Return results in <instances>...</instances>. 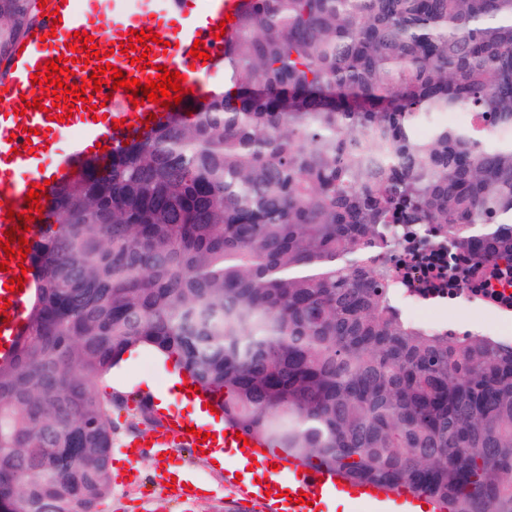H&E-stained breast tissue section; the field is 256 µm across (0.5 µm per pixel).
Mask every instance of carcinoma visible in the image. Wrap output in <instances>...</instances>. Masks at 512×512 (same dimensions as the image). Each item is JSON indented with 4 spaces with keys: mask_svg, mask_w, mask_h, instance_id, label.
Segmentation results:
<instances>
[{
    "mask_svg": "<svg viewBox=\"0 0 512 512\" xmlns=\"http://www.w3.org/2000/svg\"><path fill=\"white\" fill-rule=\"evenodd\" d=\"M224 80L53 190L0 357V508L100 512L95 382L147 345L285 459L512 512V343L409 319L390 260L432 226L512 279V0H248Z\"/></svg>",
    "mask_w": 512,
    "mask_h": 512,
    "instance_id": "carcinoma-1",
    "label": "carcinoma"
}]
</instances>
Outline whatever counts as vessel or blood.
Listing matches in <instances>:
<instances>
[{
    "label": "vessel or blood",
    "mask_w": 512,
    "mask_h": 512,
    "mask_svg": "<svg viewBox=\"0 0 512 512\" xmlns=\"http://www.w3.org/2000/svg\"><path fill=\"white\" fill-rule=\"evenodd\" d=\"M128 0H90L89 9H79L75 0H49L48 16L22 37L23 50L14 55L8 72L0 77V235L10 230L8 212L27 209L25 197L32 184L45 180L69 178L79 171L89 158V144L112 143L120 145L139 136L145 129L149 116L164 120L180 118L193 104L202 98L201 72H215L224 64V40L216 39L219 24L226 15H233L245 0H148L143 12L127 9ZM147 29L160 34L161 43H150L152 55L146 69L132 65L131 53L111 52L114 43L128 41L131 31ZM87 32L93 36L98 50L109 53V62L125 78H156L158 67L185 75V94L179 103L164 107L144 102L132 105L125 89H112L103 85L101 91L86 89L85 101L75 102L71 118L61 119L60 108L53 98L40 95L33 85L32 76L39 64L66 57L70 36L74 32ZM200 44L208 53V60L194 58L190 54L193 44ZM38 98L39 108H26V99ZM100 106L109 123L87 130L83 138L76 140L69 153L59 157L53 165L43 166L42 154L48 146L46 131L61 132L86 123L84 102ZM124 120L121 128H113L116 120ZM35 129V136H28V129ZM23 168L28 176L16 180L14 168ZM29 290L10 292L0 289V305H7V318L0 321V357L7 355L24 324L28 309ZM186 422L159 426L150 439L149 449L126 451V464L130 473H137L144 453H152V477L164 481L173 473V457L177 450L205 452L206 444L197 436L187 433ZM243 458L259 465L273 468L278 496L267 495L265 487L241 486L243 493L261 499L264 512H324L329 498L342 499L349 512H438L435 503L427 498L416 497L402 490H387L368 482H353L338 478L336 473L323 468L313 472L300 471L297 462L283 460L280 455L263 452L261 445L253 443L242 453ZM306 494L307 503H298L299 494Z\"/></svg>",
    "instance_id": "obj_1"
}]
</instances>
